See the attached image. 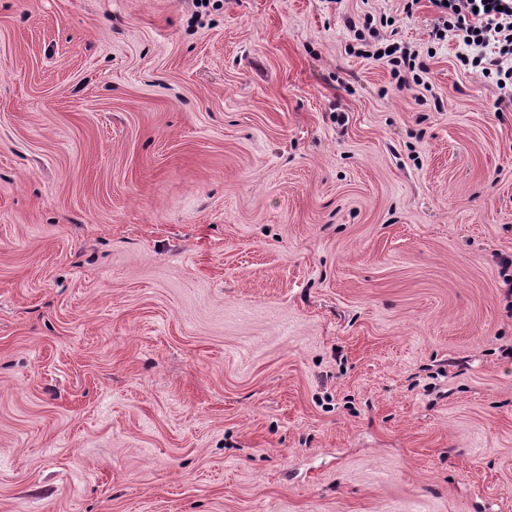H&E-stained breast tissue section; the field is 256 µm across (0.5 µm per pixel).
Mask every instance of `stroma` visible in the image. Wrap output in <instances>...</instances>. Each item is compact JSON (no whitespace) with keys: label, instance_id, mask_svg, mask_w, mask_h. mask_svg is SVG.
Wrapping results in <instances>:
<instances>
[{"label":"stroma","instance_id":"obj_1","mask_svg":"<svg viewBox=\"0 0 512 512\" xmlns=\"http://www.w3.org/2000/svg\"><path fill=\"white\" fill-rule=\"evenodd\" d=\"M222 2L0 0V512H512V99Z\"/></svg>","mask_w":512,"mask_h":512}]
</instances>
